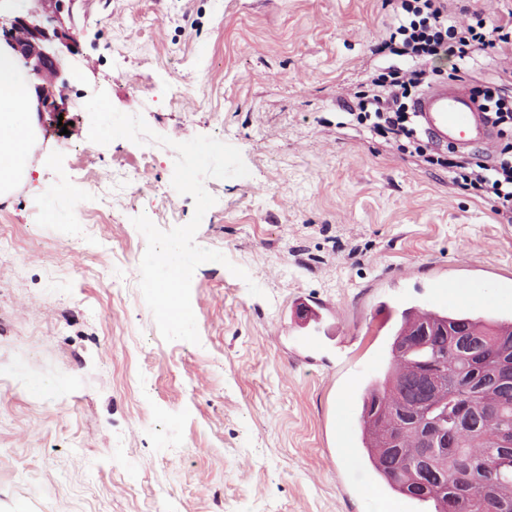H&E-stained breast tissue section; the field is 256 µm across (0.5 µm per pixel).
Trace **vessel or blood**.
Returning a JSON list of instances; mask_svg holds the SVG:
<instances>
[{
	"instance_id": "1",
	"label": "vessel or blood",
	"mask_w": 512,
	"mask_h": 512,
	"mask_svg": "<svg viewBox=\"0 0 512 512\" xmlns=\"http://www.w3.org/2000/svg\"><path fill=\"white\" fill-rule=\"evenodd\" d=\"M413 110L434 148L450 146L461 151L478 148L487 152L498 140L496 128L487 122L465 83H430L416 98ZM490 285V280L482 274L463 278L444 274L436 276L427 283V298L417 307L416 314L431 317L459 307L464 296L479 298L484 288ZM298 307L300 321L290 329L289 334L300 352L318 351L321 347L320 338L325 333L326 315L330 313L331 307L315 297L299 301ZM371 372V367L360 368L349 377L345 385V399L334 415L342 442H349L351 435L353 416L349 399L365 386Z\"/></svg>"
}]
</instances>
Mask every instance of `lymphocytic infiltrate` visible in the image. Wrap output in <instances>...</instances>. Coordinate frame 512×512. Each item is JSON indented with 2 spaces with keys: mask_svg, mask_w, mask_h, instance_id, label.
<instances>
[{
  "mask_svg": "<svg viewBox=\"0 0 512 512\" xmlns=\"http://www.w3.org/2000/svg\"><path fill=\"white\" fill-rule=\"evenodd\" d=\"M393 21L381 51L402 59V66L384 68L371 78L372 90L357 103L352 118L374 134L391 136L402 148L413 149L426 162L447 169L448 178L461 189L487 200L504 223H512V99L485 90L483 104L500 132L494 159L463 156L457 151L429 153L414 113L405 104L412 92L427 85L435 71L431 61H462L499 40L512 51V10L497 25L480 13L463 24L448 14L447 0H389Z\"/></svg>",
  "mask_w": 512,
  "mask_h": 512,
  "instance_id": "obj_1",
  "label": "lymphocytic infiltrate"
}]
</instances>
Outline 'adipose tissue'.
I'll list each match as a JSON object with an SVG mask.
<instances>
[{"mask_svg":"<svg viewBox=\"0 0 512 512\" xmlns=\"http://www.w3.org/2000/svg\"><path fill=\"white\" fill-rule=\"evenodd\" d=\"M36 96L19 57L0 47V198L30 179L29 150L36 138Z\"/></svg>","mask_w":512,"mask_h":512,"instance_id":"1","label":"adipose tissue"}]
</instances>
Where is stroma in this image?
<instances>
[{"label":"stroma","mask_w":512,"mask_h":512,"mask_svg":"<svg viewBox=\"0 0 512 512\" xmlns=\"http://www.w3.org/2000/svg\"><path fill=\"white\" fill-rule=\"evenodd\" d=\"M389 21L387 0H72L71 127L40 121L41 179L0 201V512H388L385 490L359 493L374 476L344 463L333 420L347 373L383 363L374 307L403 277L512 272V224L348 119L394 63L375 52ZM435 67L482 90L512 54ZM98 90L173 141L235 146L250 171L204 182L216 203L195 242L228 262L194 272L199 344L164 341L126 272L146 249L131 215L163 230L194 215L176 152L91 142ZM120 171L143 193L91 213ZM301 296L343 321V368L293 354L285 311Z\"/></svg>","instance_id":"1"}]
</instances>
